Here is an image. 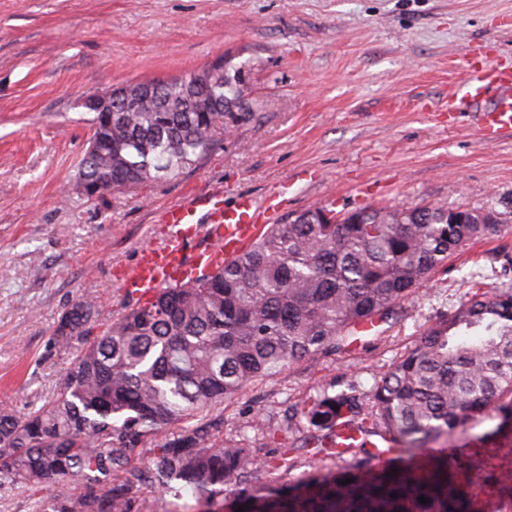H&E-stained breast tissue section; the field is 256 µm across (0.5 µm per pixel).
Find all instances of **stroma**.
I'll return each mask as SVG.
<instances>
[{
    "label": "stroma",
    "instance_id": "35a3bbf8",
    "mask_svg": "<svg viewBox=\"0 0 512 512\" xmlns=\"http://www.w3.org/2000/svg\"><path fill=\"white\" fill-rule=\"evenodd\" d=\"M512 60V0H0V409L42 405L71 359L53 333L76 299L126 302L124 269L161 242L166 205L220 189L293 188L277 217L330 203L495 210L497 232L451 256L374 336L251 384L217 406L225 438L260 452L304 438L288 407L376 381L475 287H512V140L482 144L474 121H449L451 68L471 46ZM241 68L252 116L173 179L105 197L78 187L91 91L196 73L217 58ZM262 417L268 434L250 428ZM479 482L476 512H500L498 475L474 461L512 448V421L489 415L439 438Z\"/></svg>",
    "mask_w": 512,
    "mask_h": 512
}]
</instances>
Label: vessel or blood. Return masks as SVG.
I'll list each match as a JSON object with an SVG mask.
<instances>
[{"label": "vessel or blood", "mask_w": 512, "mask_h": 512, "mask_svg": "<svg viewBox=\"0 0 512 512\" xmlns=\"http://www.w3.org/2000/svg\"><path fill=\"white\" fill-rule=\"evenodd\" d=\"M477 106L482 109L479 132L485 145L512 135V60L499 59L485 45L473 48L448 96L447 112L453 118ZM288 190V185H280L260 203L242 195L228 206L223 192L208 191L167 205L159 215L164 242L141 249L126 268V292L146 300L169 285L238 258L265 235Z\"/></svg>", "instance_id": "b4317fda"}]
</instances>
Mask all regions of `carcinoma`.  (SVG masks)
I'll list each match as a JSON object with an SVG mask.
<instances>
[{"label": "carcinoma", "mask_w": 512, "mask_h": 512, "mask_svg": "<svg viewBox=\"0 0 512 512\" xmlns=\"http://www.w3.org/2000/svg\"><path fill=\"white\" fill-rule=\"evenodd\" d=\"M192 82L159 81L153 100L112 113L110 127L94 115L104 146L85 153L80 172L112 180L114 192L174 178L211 152L217 128L228 134L252 116L239 73L226 68L200 89ZM200 98L224 111H201ZM326 214L340 221L327 224ZM502 222L461 206L340 213L320 204L270 225L235 262L104 324L98 298L76 300L53 337L70 367L40 407L0 411V492L28 493L32 512H140L146 488L174 500L190 490L200 512H224L228 496L233 512H473L476 482L454 480L457 463L420 451L492 412L512 418L509 289L479 288L428 327L376 383L371 410L349 386L288 416L307 420L304 447L325 461L341 457L343 422L385 436L411 457L396 472L374 468L358 442L350 469L313 468L298 488L257 485L262 466L292 469L296 448L259 464L249 441L224 442L213 409L301 360L343 350L360 322H387L448 256Z\"/></svg>", "instance_id": "cac0c4a2"}]
</instances>
